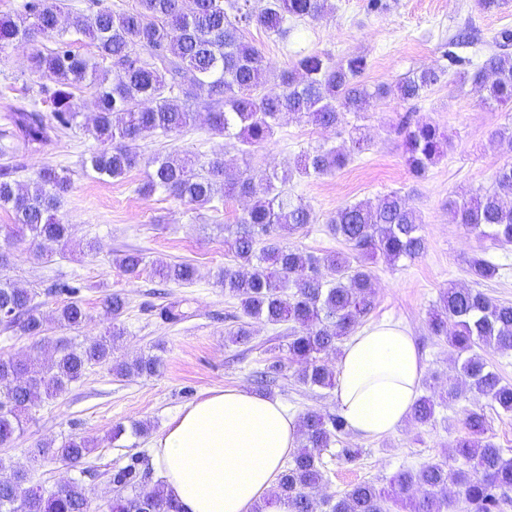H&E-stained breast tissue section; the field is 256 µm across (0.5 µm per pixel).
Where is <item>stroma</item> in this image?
I'll use <instances>...</instances> for the list:
<instances>
[{
	"label": "stroma",
	"instance_id": "obj_1",
	"mask_svg": "<svg viewBox=\"0 0 512 512\" xmlns=\"http://www.w3.org/2000/svg\"><path fill=\"white\" fill-rule=\"evenodd\" d=\"M330 2L333 9L323 17L291 21L284 40L260 25L247 27L244 36L261 52L270 76L310 53L330 55L336 62L360 54L368 61L363 75L367 84L393 85L427 66L442 67L439 82L417 101L393 96L378 99L369 112L346 115L334 129L284 116L272 141L246 156L240 154L236 141L212 132L203 112L208 95L202 90L193 102L199 112L195 125L148 138L142 151L149 158L187 156L200 165L220 154L232 174L244 169L280 173L320 145H349L353 127H360L368 146L342 169L320 178L296 175L288 183V191L312 209L315 221L290 234L287 243L318 256L345 251L341 239L327 229L338 207L374 202L394 190L407 195L422 215L426 250L413 260L392 263L379 257L373 261L376 297L366 322L393 319L409 327L424 357V383L443 385L455 378V364L447 343L428 331L429 314L443 289L451 283L476 286L494 301L512 303V244L478 240L451 223L448 215L449 201L489 187L496 171L512 163V153L496 140L497 132L512 124V103L484 104L478 90L461 81L456 67L449 65L448 53L454 50L464 57L465 69L481 65L496 52L498 32L512 29V0L489 11L476 7L475 0H386L387 8L380 12L368 11V0ZM471 30L478 34L476 45L451 47L452 39ZM52 45V39L41 38L0 52V115L7 105L38 100L42 87L53 86L50 74L32 72L29 65L33 49ZM72 102L80 114V127L67 131L53 149L17 160L23 181L35 178L46 166L68 171L71 186L58 215L72 227V246L66 255L46 264L19 256L8 269L11 279L35 289L45 330L39 336H17L0 329V355L31 354L46 363L59 339L80 343L102 334L107 326L101 316L102 301L116 292L126 300L121 318L126 336L118 358L149 353L162 359L163 369L153 376L120 379L107 366L89 368L63 393L44 400L12 447H0V462L26 470L31 484L52 490L79 477V469L48 459L33 462L31 450L43 442L82 437L93 447L86 459L92 471L86 480L92 508L109 512L116 495L110 482L113 468L137 456L151 479L160 480L150 443L165 424L212 391L253 389L254 371L271 363H280L282 369L264 394L279 400L289 413L300 416L313 409L334 415L338 408L332 389L300 382V365L288 359L287 326L256 322L247 343L227 340L239 325L240 303L216 286L215 279L221 269L236 266L224 240V227L235 224L245 200L217 199L195 208L160 192L145 197L135 191L145 177L140 167L120 179L100 178L85 165L101 148L91 133L94 89L76 90ZM408 113L437 123L451 141L446 155L420 178L409 174L401 138L393 130ZM89 241L94 251H85ZM480 249L505 270L501 277L478 284L469 274L468 263ZM131 250L141 251L146 261L134 275L115 263L116 257ZM156 261L191 263L196 277L186 284L158 283L150 269ZM62 282L79 288L90 314L82 329H62L55 321L65 298L54 287ZM170 305L181 312L179 321L162 317V309ZM476 406L483 408L488 419L491 440L512 458V415L496 410L489 399L472 397L437 407L434 421L424 427L407 421L395 433L376 439L344 432L322 453L325 481L320 494L334 496L361 481L386 487L402 471L450 460L455 439L464 433L465 412ZM135 423L145 424L146 433L134 434ZM119 425L125 432L116 439L112 431ZM345 448L357 449L355 461L345 460L341 454Z\"/></svg>",
	"mask_w": 512,
	"mask_h": 512
}]
</instances>
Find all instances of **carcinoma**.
<instances>
[{
	"mask_svg": "<svg viewBox=\"0 0 512 512\" xmlns=\"http://www.w3.org/2000/svg\"><path fill=\"white\" fill-rule=\"evenodd\" d=\"M61 0H25L22 11L0 18V50L30 42L40 35L55 39V47L37 50L30 57L34 72L55 78L43 90L42 104H18L4 113L0 125V153L12 156L37 153L80 125L73 111V90L93 86L97 114L92 135L106 145L87 164L100 177L121 178L142 161L141 142L156 134L179 133L191 127L196 112L190 105L194 92L208 88L210 129L240 143L239 152L250 153L275 135L281 115L307 119L332 129L344 116L369 111L373 100L395 95L404 102L423 96L440 79L443 70L423 67L395 86H369L362 75L367 60L362 55L340 62L321 54L299 58L268 85L260 51L246 41L243 29L256 23L283 39L291 19L318 18L327 0H135L134 6L114 10L96 0L92 15L74 22L76 31L95 47L84 56L71 49L60 29ZM488 104L512 102V55L495 54L473 71L463 73ZM405 164L422 177L444 154L447 137L427 121L401 119ZM351 149L320 146L298 158L294 170L300 176H323L344 167ZM151 171L137 187L143 196L167 192L199 208L215 199L244 197L249 205L235 227L225 226L238 268H226L217 283L240 302L246 321L229 332L233 344L249 340L251 323L291 325L288 353L303 364V384L332 387L336 372L322 356L338 350L337 341L349 335L372 311L375 302L373 276L367 260L382 256L391 262L415 259L425 250L420 234L422 217L406 198L394 191L376 204H347L328 221V231L342 239L350 252L325 257L307 254L282 239L315 221L311 209L279 189L292 174L255 175L248 170L237 177L224 176V158L217 156L197 171L184 159L157 155ZM19 167L0 166V209L12 213L0 241V271L13 263L17 245L29 242V257H49L44 243L66 249L71 225L58 217L63 195L70 187L65 171L44 167L35 179H16ZM448 214L479 240L512 243V163L500 168L492 185L449 202ZM142 253L127 251L116 259L124 272H139ZM504 265L475 254L469 271L475 281L494 280ZM154 275L165 282L187 283L195 268L187 263L159 261ZM55 292L70 296L58 311L57 324L79 330L89 319L84 304L76 299L79 289L63 284ZM37 293L0 276V321L17 336H39L44 322L35 304ZM126 302L118 293L103 300L109 326L104 334L83 343L61 340L55 356L43 367L30 358L0 355V447L13 441L41 406L43 397L58 394L80 380L89 367L106 365L120 378L153 375L162 361L140 355L118 361L114 353L125 335L121 316ZM431 335L448 343L461 361L460 379L441 388L439 394L421 395L411 413L417 426L430 424L436 407L455 403L476 392L502 412L512 413V383L490 369L481 351L512 350V304L497 303L474 288L449 285L428 319ZM465 434L455 440L458 465L432 463L397 475L391 492L370 482L353 485L338 497L316 499L310 490L324 481L321 451L345 429L339 415L309 410L301 417V446L255 512L285 505L288 512H391L400 505L411 512H443L445 492L453 487L467 512H497L505 491L512 489V459L504 457L486 437L488 421L480 408L466 410ZM91 453L86 440L69 437L57 444L44 442L34 449L40 458L58 459L76 468ZM139 458L112 470V484L127 491L112 500L110 512H179L163 482L148 485L149 473L138 468ZM416 488L421 496L409 501L401 494ZM27 474L14 470L0 478V512H90L91 500L83 479H73L54 490L28 493Z\"/></svg>",
	"mask_w": 512,
	"mask_h": 512,
	"instance_id": "1",
	"label": "carcinoma"
}]
</instances>
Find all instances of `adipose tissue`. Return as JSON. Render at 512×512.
I'll list each match as a JSON object with an SVG mask.
<instances>
[{"label":"adipose tissue","instance_id":"ef3b65f1","mask_svg":"<svg viewBox=\"0 0 512 512\" xmlns=\"http://www.w3.org/2000/svg\"><path fill=\"white\" fill-rule=\"evenodd\" d=\"M425 365L411 331L382 321L350 337L337 362L336 405L360 438L393 434L410 416ZM300 425L276 400L213 391L155 438L153 457L182 512H253L296 453Z\"/></svg>","mask_w":512,"mask_h":512}]
</instances>
